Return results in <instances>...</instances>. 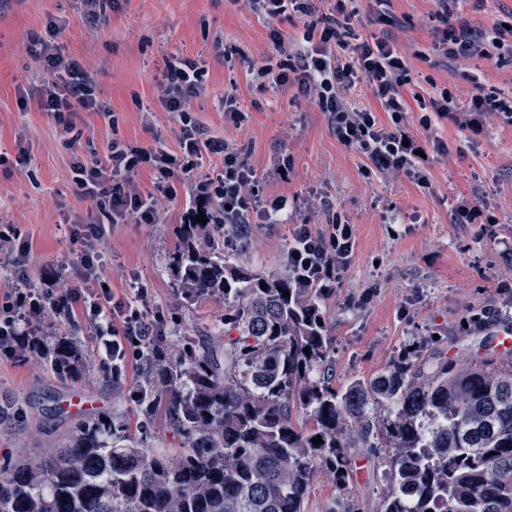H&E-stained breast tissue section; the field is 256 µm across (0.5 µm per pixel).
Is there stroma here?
I'll list each match as a JSON object with an SVG mask.
<instances>
[{
  "mask_svg": "<svg viewBox=\"0 0 512 512\" xmlns=\"http://www.w3.org/2000/svg\"><path fill=\"white\" fill-rule=\"evenodd\" d=\"M86 8L85 0H0V155L8 159L0 166V223L13 225L28 245L22 259L0 246V291L19 267L35 288L57 276L80 287V260L92 247L115 298H134L137 282L150 288L149 307L161 314L170 345L186 337L209 342L224 312L215 298L182 306L172 288L170 260L180 241L186 192L161 201L159 223L114 224L96 241L72 234V225L93 220L92 204L71 181L72 157L60 144L56 120L37 104L25 110L18 105L22 92L41 85L44 74L28 48L52 19L61 27L63 54L96 77L104 109L118 118L113 128L101 112L73 114L85 159L103 157L115 135L148 149L159 133L170 151H178L181 124L160 103L158 82L170 56L197 57L209 72L205 93L193 103L205 136L240 151L260 194L297 201L290 222L251 225L244 258L255 269L278 270L285 266L294 223L303 220L322 231L337 214L353 224V256L325 299L331 340L325 373L336 386L375 377L411 346L426 363L483 359L490 328L512 325V125L493 116L475 133L441 121L445 149L427 166L429 185L423 188L403 175L368 170L367 160L337 140L327 116L296 86L253 78L251 66L276 51L266 21L244 0H119L95 31L84 20ZM347 8L357 37L389 41L405 56L401 91L407 102L445 89L464 110L478 94L512 96V54L491 64L436 50L442 23L435 0H389L388 24L376 22L372 0H349ZM458 12L472 26L487 28L512 19V0H461ZM228 93L249 114L242 127L224 116ZM21 146L32 157L26 170L11 164ZM284 158L290 166L281 176L276 168ZM464 198L486 203L492 223H455L454 209ZM40 327L47 345L76 339L78 371L60 375L50 361L29 352L0 357V452L41 460L85 417L102 413L119 416L137 447L170 454L181 448V436L164 417L142 426L132 394L145 379L144 360L112 370L96 351L94 325L78 313L68 320L42 319ZM73 389L88 395L87 413L66 411ZM350 458L347 487L316 472L305 512H327L338 499L352 512H380L387 464L366 448L351 449Z\"/></svg>",
  "mask_w": 512,
  "mask_h": 512,
  "instance_id": "35a3bbf8",
  "label": "stroma"
}]
</instances>
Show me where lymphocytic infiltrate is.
<instances>
[{
  "mask_svg": "<svg viewBox=\"0 0 512 512\" xmlns=\"http://www.w3.org/2000/svg\"><path fill=\"white\" fill-rule=\"evenodd\" d=\"M248 7L269 24V38L280 55L277 64H264L255 70L257 78L295 85L325 112L337 140L363 154L373 170L383 174L406 172L419 184H426L424 156L442 148L436 136L437 125L451 120L459 129H479L484 118L501 114L512 125V99L495 95L475 96L467 111H455L448 92L419 101L418 124L423 136H414L407 122L408 104L401 91L407 72L405 57L384 40L353 41L348 21L332 15L316 16L311 0H245ZM443 27L438 42L447 55L458 58L480 56L493 60L497 52L512 43V28L496 23L490 28L473 27L458 17V0H438ZM304 15L303 51L289 53L288 39L277 23L288 13ZM47 39L41 40L32 56L45 73L37 99L43 111L53 114L67 134L62 145L77 151L78 137L73 136L74 112H98L102 106L97 83L78 61L67 58L56 38L60 27L48 22ZM351 55L352 64H340L335 48ZM366 83L386 112L389 122L381 124L370 109H355L342 98L340 89L357 76ZM208 70L197 60L174 56L166 60L161 82L160 101L167 111L176 113L181 123L179 152L164 145L144 149L112 138L105 159L89 163L75 161L73 181L81 196L90 200L96 217L88 232L96 238L107 234V227L129 220L141 224L156 223L161 200L174 198L177 186L189 185V203L181 214L184 224L206 218L211 224H274L291 214L295 203L288 196L265 197L254 186L252 171L240 160L238 151L221 138L199 139L192 103L205 90ZM223 158V170L214 176L194 177L193 171L203 154ZM155 173L154 188L141 192L133 180L141 165ZM353 225L335 219L329 233L312 232L301 224L295 230L288 250V268L300 283L321 286L342 271L353 253ZM84 285L62 289L50 284L27 288L12 284L0 294V355L11 356L20 349H41L43 341L37 328L45 311L59 317L82 313L96 326L98 350L105 358L119 364L140 359L152 332L146 324L148 288L137 290L133 301H113L111 290L98 273L95 252L81 260Z\"/></svg>",
  "mask_w": 512,
  "mask_h": 512,
  "instance_id": "lymphocytic-infiltrate-1",
  "label": "lymphocytic infiltrate"
}]
</instances>
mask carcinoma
Here are the masks:
<instances>
[{
	"mask_svg": "<svg viewBox=\"0 0 512 512\" xmlns=\"http://www.w3.org/2000/svg\"><path fill=\"white\" fill-rule=\"evenodd\" d=\"M238 233L226 224L224 240L202 241L190 224L173 256L184 303L224 300L216 341L146 347L137 402L147 423L162 410L183 448L127 444L124 423L100 414L41 462L1 456L0 512H305L316 466L338 487L350 482L349 448L388 456L381 512H512V358L426 372L407 351L337 387L324 367L330 289L254 269L226 250ZM77 361L73 340L54 346L58 370Z\"/></svg>",
	"mask_w": 512,
	"mask_h": 512,
	"instance_id": "cac0c4a2",
	"label": "carcinoma"
}]
</instances>
